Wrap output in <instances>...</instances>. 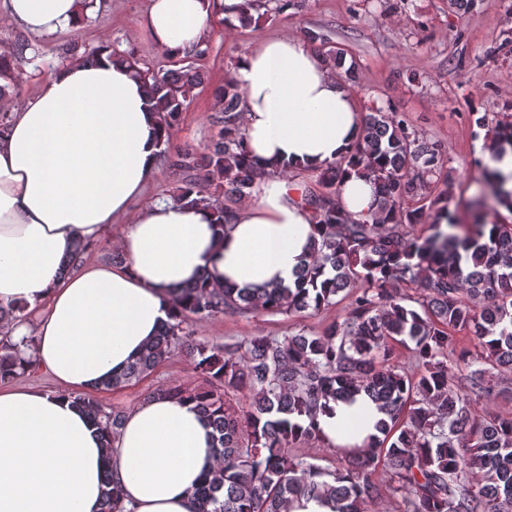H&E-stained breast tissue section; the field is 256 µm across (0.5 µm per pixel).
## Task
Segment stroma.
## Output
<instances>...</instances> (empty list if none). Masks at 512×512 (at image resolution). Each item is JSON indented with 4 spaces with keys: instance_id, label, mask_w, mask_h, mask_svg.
Instances as JSON below:
<instances>
[{
    "instance_id": "obj_1",
    "label": "stroma",
    "mask_w": 512,
    "mask_h": 512,
    "mask_svg": "<svg viewBox=\"0 0 512 512\" xmlns=\"http://www.w3.org/2000/svg\"><path fill=\"white\" fill-rule=\"evenodd\" d=\"M286 11L251 27L215 24L211 48L197 62L204 84L178 127L175 143L204 146L215 133V86L222 84L238 58L256 42L293 34L317 33L313 47L338 46L359 63L354 90L359 108L373 100L391 102L425 138L441 145L451 160L453 201L460 222L470 220L469 204L480 171L473 164L491 138L494 122L512 117V0H475L473 9L454 13L448 0H291ZM148 0H100L75 31L32 37L34 57L23 62L17 86L0 101L14 112L34 95L41 82L68 65L69 46L91 51L108 46L132 55L141 68H169L170 62L148 36L142 19ZM488 115L489 125L475 119ZM345 303L307 317L285 314L227 313L192 319L195 336L214 344L256 335L284 336L305 329L320 332L342 319ZM190 359L170 355L151 374L109 391L97 392L105 405L129 411L161 387H202Z\"/></svg>"
}]
</instances>
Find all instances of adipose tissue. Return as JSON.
<instances>
[{
  "label": "adipose tissue",
  "instance_id": "obj_1",
  "mask_svg": "<svg viewBox=\"0 0 512 512\" xmlns=\"http://www.w3.org/2000/svg\"><path fill=\"white\" fill-rule=\"evenodd\" d=\"M243 0H149L143 26L182 56L237 16ZM82 0H0V24L34 35L78 29ZM232 78L244 91L250 154L269 167L216 235L209 206L153 201L132 208L161 159L157 117L141 80L102 48L94 61L44 79L0 135V306L24 315L0 324L29 336L34 364L56 393L0 389V512H100L105 482L123 512H195L194 492L216 467L210 429L194 403L154 397L136 405L103 447L100 430L71 394L121 374L174 310L173 292L209 274L240 287L293 285L320 230L287 162L317 171L345 155L361 115L339 72L298 35L257 42ZM340 202L353 217L377 209L368 176L351 173ZM120 266L60 267L77 242H93L117 220ZM384 415L366 395L317 413L329 446H363Z\"/></svg>",
  "mask_w": 512,
  "mask_h": 512
}]
</instances>
